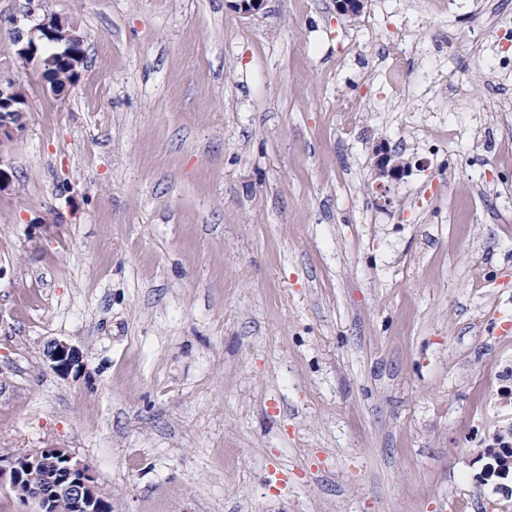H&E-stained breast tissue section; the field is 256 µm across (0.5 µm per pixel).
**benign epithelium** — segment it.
Returning <instances> with one entry per match:
<instances>
[{"instance_id":"obj_1","label":"benign epithelium","mask_w":512,"mask_h":512,"mask_svg":"<svg viewBox=\"0 0 512 512\" xmlns=\"http://www.w3.org/2000/svg\"><path fill=\"white\" fill-rule=\"evenodd\" d=\"M25 16L35 21L28 30L18 26V20L11 19L12 40L19 46L16 58L26 64L37 61L49 81L61 64L77 72L84 53L74 35V24L59 14L42 11L41 0H25ZM27 108L28 99L22 90L11 81L0 80V192L10 184L3 168V145L25 129ZM375 167L378 187L382 188L386 183L400 179L408 163L382 147ZM44 358L50 368L63 377L78 373L83 365L82 351L66 340L50 341L44 349ZM34 469L45 472V483L21 491L24 475ZM4 485L21 493L22 499L36 502L40 512H52L53 505L61 498L69 502L71 512H100L102 493L90 468L64 448L0 454V486Z\"/></svg>"}]
</instances>
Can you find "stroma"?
Here are the masks:
<instances>
[{
  "mask_svg": "<svg viewBox=\"0 0 512 512\" xmlns=\"http://www.w3.org/2000/svg\"><path fill=\"white\" fill-rule=\"evenodd\" d=\"M45 6L85 59L58 94L0 35L29 101L0 162V454L67 449L112 512H512V474L485 475L512 433V158L474 138L512 0ZM386 10L419 34L403 92L355 114L385 94ZM450 115L462 139L419 171ZM381 142L409 164L386 189ZM44 358L50 368L63 377L77 374L83 365V353L65 340L50 341L44 349Z\"/></svg>",
  "mask_w": 512,
  "mask_h": 512,
  "instance_id": "35a3bbf8",
  "label": "stroma"
}]
</instances>
